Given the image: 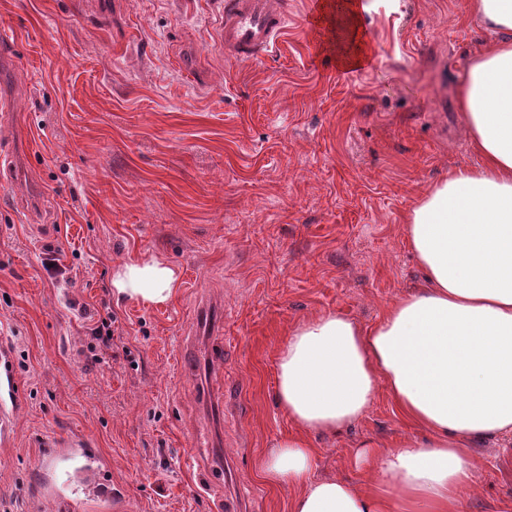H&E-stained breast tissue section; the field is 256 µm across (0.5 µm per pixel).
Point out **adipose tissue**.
Segmentation results:
<instances>
[{"instance_id": "adipose-tissue-1", "label": "adipose tissue", "mask_w": 512, "mask_h": 512, "mask_svg": "<svg viewBox=\"0 0 512 512\" xmlns=\"http://www.w3.org/2000/svg\"><path fill=\"white\" fill-rule=\"evenodd\" d=\"M493 39L457 91L480 163L434 183L409 214L408 244L423 283L363 328L326 312L294 326L278 348L276 398L292 428L264 453L260 476L291 488L289 512H468L472 448L512 435V0H468ZM363 0H323L343 24L336 63L357 69L371 46ZM117 296L169 302L176 270L129 260L112 274ZM387 388L401 419L424 431L399 448H363L350 464L363 486L315 478L310 437L336 434Z\"/></svg>"}]
</instances>
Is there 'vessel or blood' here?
I'll use <instances>...</instances> for the list:
<instances>
[{
    "label": "vessel or blood",
    "mask_w": 512,
    "mask_h": 512,
    "mask_svg": "<svg viewBox=\"0 0 512 512\" xmlns=\"http://www.w3.org/2000/svg\"><path fill=\"white\" fill-rule=\"evenodd\" d=\"M287 21L286 0H224V11L217 28L219 46L241 61L262 58L274 52ZM43 455L50 463L72 457L84 458V468L75 475L79 481L91 477L101 462L96 452L77 440L49 439L43 444Z\"/></svg>",
    "instance_id": "vessel-or-blood-1"
}]
</instances>
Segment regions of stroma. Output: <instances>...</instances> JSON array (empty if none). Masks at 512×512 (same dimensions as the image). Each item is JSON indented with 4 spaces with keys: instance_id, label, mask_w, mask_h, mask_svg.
<instances>
[{
    "instance_id": "1",
    "label": "stroma",
    "mask_w": 512,
    "mask_h": 512,
    "mask_svg": "<svg viewBox=\"0 0 512 512\" xmlns=\"http://www.w3.org/2000/svg\"><path fill=\"white\" fill-rule=\"evenodd\" d=\"M365 3L371 59L341 70L313 0H288L278 50L253 62L220 54L218 0H0V347L17 389L0 512H60L72 465H45L52 437L86 440L121 491L75 493L82 512H212L228 489L288 512L257 473L290 426L280 342L327 311L372 327L422 279L408 214L477 163L456 99L485 41L467 0ZM131 258L177 269L171 301L113 296ZM109 312L112 348L88 361ZM420 435L380 390L312 436L316 474L362 483L361 443ZM473 456L470 512H512V441Z\"/></svg>"
}]
</instances>
